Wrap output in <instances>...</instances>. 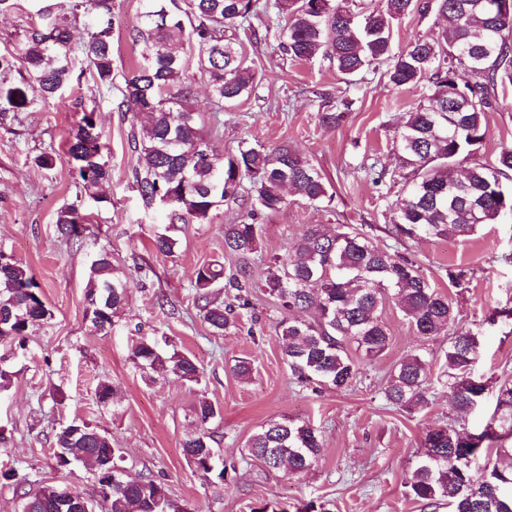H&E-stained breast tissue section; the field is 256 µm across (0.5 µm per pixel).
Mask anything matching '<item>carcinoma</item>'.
<instances>
[{
	"mask_svg": "<svg viewBox=\"0 0 512 512\" xmlns=\"http://www.w3.org/2000/svg\"><path fill=\"white\" fill-rule=\"evenodd\" d=\"M495 0H435L437 13L448 19L431 39H418L394 54L391 20L429 3L386 0L382 11L356 12L351 0H275L273 7L285 24L278 32L279 47L295 61L318 56L330 59L336 70L356 77L386 62L389 81L397 87L429 86L428 103L406 113L396 136L400 169L395 174L372 162L368 172L375 185L401 183L389 232L398 240L467 236L494 224L512 210V148L494 161L476 163L462 177L457 164L475 153L486 132V112L492 108L496 87H512V17L495 12ZM258 0H144L139 26L130 38L142 44L141 59L124 77L117 109L132 113L135 132L131 144L144 159L135 174L144 206L161 207L170 224H203L218 206L241 196L244 181L250 188L240 221L224 225V251L241 261L228 287L240 295L251 287L249 259L261 240L259 215L281 209L286 192L293 190L306 203L329 205L330 184L313 161L287 145L270 151L242 142L225 157L213 153L198 126L200 113L189 102L185 83L190 64L207 78L214 111L234 106L252 93L255 71L242 41L233 34L258 18ZM69 14L48 6L38 10L39 21L26 32L22 59L29 79L37 83L43 100L61 98L73 78L72 56L79 52L94 83L112 89V0H68ZM85 15L89 22L79 45L73 44L68 16ZM232 34H227V31ZM483 57L475 66L472 56ZM30 104L25 84L0 87V112H21ZM351 102L342 99L322 114V122L339 126ZM96 107L85 111L68 140V155L78 173L85 197L101 202L102 185L111 170L102 153ZM56 227L68 243L81 240L87 227L75 206L58 212ZM178 240L166 228L154 235L153 247L171 255ZM472 273L448 270V281L458 291L469 288ZM224 266L215 260L200 266L192 288L203 320L215 334L224 333L228 317L224 303L211 299L220 287ZM128 280L113 271L110 254L102 251L88 268L85 300L93 327L102 332L125 302ZM260 288L281 303L286 316L280 322L285 340L283 356L301 384L341 389L359 373L348 347L368 357L388 349L391 336L378 314L389 298L424 338L448 336V397L458 410L471 408L482 397L485 384L474 379L472 367L479 340L470 329L452 330L456 313L452 301L433 287L415 260L379 247L363 232L324 224H308L291 253L274 255ZM317 312L313 321L303 318ZM0 345L27 350L28 330L52 318L30 269L0 252ZM131 360L145 374L172 375L189 385L201 383L202 371L189 356L164 349L158 339L144 337L131 350ZM427 362L418 355L395 367L384 388L385 401L412 410L427 403ZM196 434L182 443L186 461L196 470L224 481L226 467H218L208 424L220 416V407L205 397L192 407ZM495 426L479 434H461L445 426L426 430L419 460L407 485L408 496L425 507L446 504L451 512H512V383L496 395ZM83 432L61 426L53 438L54 458L63 467L85 458L93 464L95 487L107 479L105 496L93 495L94 512H190L149 477L122 476L123 451L112 438L79 420ZM481 470L473 462L485 447ZM251 459L268 471L299 474L318 461L321 439L306 422L273 421L247 443ZM22 489L21 512H59L58 487L45 483L22 488L13 470L0 472ZM257 512H330L325 504L309 502L283 506L266 504Z\"/></svg>",
	"mask_w": 512,
	"mask_h": 512,
	"instance_id": "carcinoma-1",
	"label": "carcinoma"
}]
</instances>
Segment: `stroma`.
Segmentation results:
<instances>
[{"label": "stroma", "mask_w": 512, "mask_h": 512, "mask_svg": "<svg viewBox=\"0 0 512 512\" xmlns=\"http://www.w3.org/2000/svg\"><path fill=\"white\" fill-rule=\"evenodd\" d=\"M38 7L37 0H14L13 8L0 12V54L15 60L12 69L0 71V84L26 83L31 100L27 110L0 118V252L30 268L53 317L30 329L27 352L12 362V385L0 393V426L11 436L8 447L0 448V469L15 470L33 488L58 483L91 495V473L78 462L58 467L51 448L54 431L79 417L122 448L129 476L151 477L191 512H257L270 502L309 501L326 503L331 512H430L408 498L406 488L425 431L448 426L481 432L492 421L499 386L512 381V321L487 320L492 310L512 307V218L467 237L398 244L389 236L392 214L367 169L376 161L387 171L398 170L395 135L426 89L393 85L383 64L348 83L327 58L290 60L275 38L283 20L273 10L254 22L253 32L239 34L257 73L249 98L214 113L206 79L196 68L188 69L192 103L217 154L235 152L244 140L269 150L286 144L311 159L334 192L333 203L324 208L292 194L281 210L260 215L262 257L252 264L250 305L238 307L234 289H216V299L232 308L228 327L217 336L199 314L192 283L198 267L213 260L223 263L225 273L235 272L238 260L224 251V227L239 221L244 207L238 200L225 201L207 223L174 225L175 253L152 250L150 240L162 228L160 214L144 209L134 189L143 160L130 145V113L116 109L124 76L140 59L129 36L140 22V0H112L111 90L93 92L86 74L80 86L49 101L41 99L35 83L25 82L20 59ZM442 24L436 11L409 12L392 23L393 50L429 37ZM343 97L353 103L346 120L335 128L322 125L324 106ZM92 104L111 169L100 203L77 200V176L67 156L69 135ZM486 121L476 154L480 161L512 147V90L498 94ZM45 151L55 152L54 168L37 165ZM73 203L85 214L87 231L79 243L67 245L57 235L56 218ZM309 224L364 231L380 247L416 260L431 284L451 296L458 325L479 334L473 374L487 390L474 407L460 413L449 403L443 381L447 337L418 336L392 301L381 310L392 343L372 359L354 353L360 366L356 381L342 389L297 384L282 354L284 313L260 284L264 259L292 251ZM104 250L116 271L133 281L111 329L100 333L85 315V286L91 259ZM457 267L474 272L463 292L448 282V270ZM143 336L166 338L194 358L203 370L200 385L144 377L130 358ZM415 354L430 364L427 404L411 411L388 405L383 390L391 371ZM241 360L251 363L249 379L234 370ZM101 380L115 389L105 407L95 398ZM201 396L221 409L209 425L229 468L218 485L189 465L182 452L184 439L195 430L191 409ZM285 418L310 423L319 432V460L305 473L263 471L245 451L261 427Z\"/></svg>", "instance_id": "35a3bbf8"}]
</instances>
